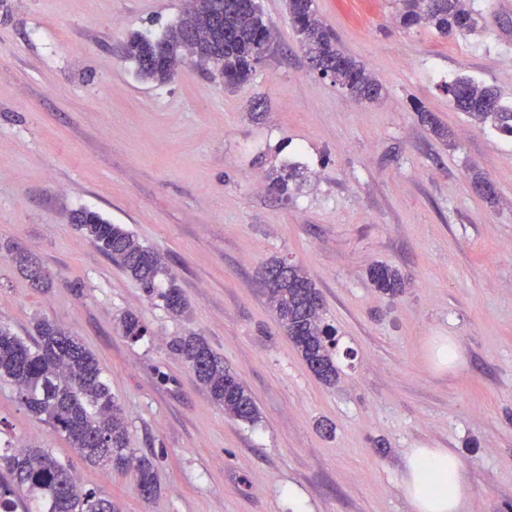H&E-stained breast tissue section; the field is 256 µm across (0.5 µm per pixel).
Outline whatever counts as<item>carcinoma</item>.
Instances as JSON below:
<instances>
[{"instance_id": "1", "label": "carcinoma", "mask_w": 512, "mask_h": 512, "mask_svg": "<svg viewBox=\"0 0 512 512\" xmlns=\"http://www.w3.org/2000/svg\"><path fill=\"white\" fill-rule=\"evenodd\" d=\"M397 2L400 22L407 29L425 26L450 36L472 32L479 24L480 14L470 7V0ZM287 9L312 68L335 73L334 82L358 99L381 97L380 79L343 50L335 32L317 17L314 0H287ZM188 13L195 15L200 27L213 26L222 36L189 43L175 26L157 40L134 35L124 44V57L135 63L138 76L166 84L186 59L204 55L228 85L249 81L271 44L260 10L243 7L237 0H189ZM447 90L453 106L474 123L512 136V107L501 103L493 87L458 77L448 83ZM71 223L170 314L186 313L188 302L157 250L141 245L124 225L113 224L95 211L74 210ZM15 263L34 287L50 286L34 258L20 253ZM369 277L375 288L392 297L405 287L400 272L385 264L373 267ZM265 294L312 373L324 385H335V340L322 324L320 291L300 267L291 264L288 275L265 289ZM121 328L132 342L148 333L134 314L121 318ZM34 331L33 336H19L0 325V385L12 388L25 408L64 436L85 461L118 473L134 470L139 495L151 499L157 492L155 467L147 456L127 446L124 411L112 396L99 359L54 322L39 320ZM170 349L188 364L225 416L252 424L259 420V408L244 381L224 367V360L202 337L180 336ZM28 501L34 504V512H121L118 502L85 487L73 468L51 450L33 444L15 448L6 439L0 441V512H28Z\"/></svg>"}]
</instances>
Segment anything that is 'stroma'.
Returning <instances> with one entry per match:
<instances>
[{
    "instance_id": "stroma-1",
    "label": "stroma",
    "mask_w": 512,
    "mask_h": 512,
    "mask_svg": "<svg viewBox=\"0 0 512 512\" xmlns=\"http://www.w3.org/2000/svg\"><path fill=\"white\" fill-rule=\"evenodd\" d=\"M285 3L259 0L270 51L228 89L193 62L145 81L123 55L128 35L161 38L187 0H0V324L28 336L46 317L97 356L158 492L143 501L134 473L83 462L3 385L0 431L51 449L123 512H411L401 477L421 447L458 455L468 512H512V137L445 91L466 76L512 105V0H473L483 29L465 37L402 28L396 0H315L380 78L376 102L310 68ZM289 166L303 177L283 198L271 180ZM80 208L164 254L184 316L71 224ZM18 252L49 288L31 287ZM274 258L323 296L335 385L267 305L259 271ZM380 264L407 277L404 294L373 287ZM126 313L144 340L123 336ZM191 332L245 382L257 422L225 417L170 353ZM440 336L460 346L444 371ZM15 263L35 288H48L50 286L46 272L34 258L19 253L15 258Z\"/></svg>"
}]
</instances>
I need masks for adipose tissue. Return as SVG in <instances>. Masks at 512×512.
Masks as SVG:
<instances>
[{"label": "adipose tissue", "mask_w": 512, "mask_h": 512, "mask_svg": "<svg viewBox=\"0 0 512 512\" xmlns=\"http://www.w3.org/2000/svg\"><path fill=\"white\" fill-rule=\"evenodd\" d=\"M402 487L413 512H463L470 495L461 460L446 448L411 449Z\"/></svg>", "instance_id": "adipose-tissue-1"}]
</instances>
